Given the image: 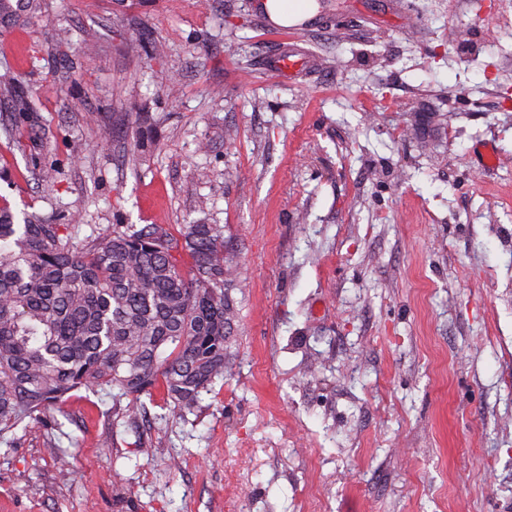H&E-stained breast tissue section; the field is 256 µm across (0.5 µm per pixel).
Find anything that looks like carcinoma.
I'll return each mask as SVG.
<instances>
[{"label":"carcinoma","mask_w":512,"mask_h":512,"mask_svg":"<svg viewBox=\"0 0 512 512\" xmlns=\"http://www.w3.org/2000/svg\"><path fill=\"white\" fill-rule=\"evenodd\" d=\"M66 228L0 210V437L82 389L134 408L161 387L183 416L224 379L238 320L224 229L114 224L79 247Z\"/></svg>","instance_id":"cac0c4a2"}]
</instances>
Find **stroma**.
Wrapping results in <instances>:
<instances>
[{
  "label": "stroma",
  "instance_id": "stroma-1",
  "mask_svg": "<svg viewBox=\"0 0 512 512\" xmlns=\"http://www.w3.org/2000/svg\"><path fill=\"white\" fill-rule=\"evenodd\" d=\"M44 2L0 25V208L221 225L243 292L194 411L50 406L0 512H512V0ZM260 7L272 22L289 27L312 17L318 4L316 0H261Z\"/></svg>",
  "mask_w": 512,
  "mask_h": 512
}]
</instances>
